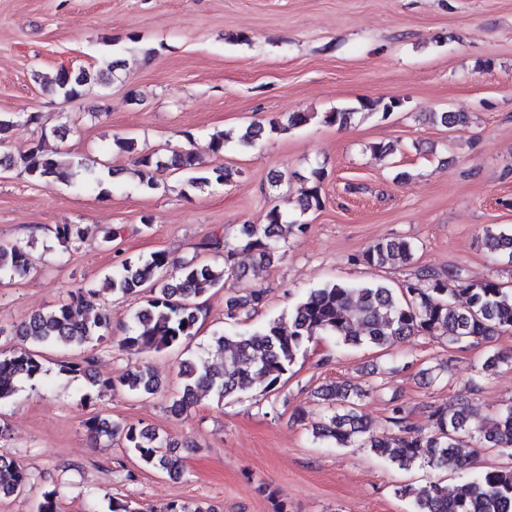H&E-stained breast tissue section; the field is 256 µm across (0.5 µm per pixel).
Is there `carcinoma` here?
Instances as JSON below:
<instances>
[{"mask_svg":"<svg viewBox=\"0 0 512 512\" xmlns=\"http://www.w3.org/2000/svg\"><path fill=\"white\" fill-rule=\"evenodd\" d=\"M116 67V61L104 58L93 76L86 70L59 69L51 84L63 97L73 98L80 95L81 88L90 80L110 79ZM401 107V100L396 98L386 102L360 101V109L380 110L384 115ZM311 119L308 112H292L285 123L270 121L269 131L285 133ZM429 119L450 128L468 123L467 116L458 112H432ZM41 120L37 112L20 113L14 119L0 116V145L18 123L39 124ZM134 164V175L147 190L157 189V174L171 167L184 172L186 185L191 188L222 186L239 174L223 164L205 167L191 151L175 152L168 161L158 155H140ZM0 166L15 168L41 182L69 183L78 175L72 161L46 153L40 142L32 144L18 159L1 156ZM323 179L322 169L311 171L304 208L320 205ZM305 229L306 225L288 220L275 206L266 213L264 223L243 225L240 243L242 249L255 257L253 272L258 274L272 266L279 259L281 242ZM85 234L82 224H59L55 229L57 240L67 247L80 244ZM486 244L490 250L503 251L512 258V234L490 233ZM200 249L222 255V262L200 260L196 255L174 259L164 251H156L145 258L124 259L120 269L106 277L105 287L113 293L124 297L145 289L150 293L146 306L135 312L120 340L123 349L165 353L195 336L199 311L195 299L210 287H225L236 275V248L224 238L209 236ZM413 260L414 247L403 239L377 240L356 256L358 263L373 268L408 266ZM34 264V257L26 250L0 243V283L28 273ZM455 294L465 296L466 304L458 306L452 302L451 296ZM263 299L261 290L247 296L229 295L227 318L250 316ZM508 330H512V287L494 279L473 284L460 280L456 274L423 268L398 288L377 282H331L311 290L286 321L274 319L252 332L218 336L215 346L224 353L221 370L213 369L202 359L183 362L179 370L182 394L173 398L169 410L171 415L180 417L204 393L222 402L257 384L270 392L288 372L304 343L320 335L332 336L345 346L370 344L384 350L420 334L444 338L450 343L479 344L489 343ZM109 333L107 314H90L80 289L71 292L69 301L33 314L15 330V335L23 337L30 348L0 356V402L14 395L18 381L34 380L44 373L39 355L32 348L82 346L100 342ZM90 366L89 359L83 364L64 362L60 371L74 377L87 376L93 384L110 390L126 388L153 394L161 387V381L148 367L100 381L90 375ZM365 395L361 388L339 383L323 389L321 399L327 402L328 413L312 425V436L343 447L357 442L405 470L416 465L463 473L472 469L474 461L457 452L463 437L477 441L483 448H497L512 455V405L500 411L489 425L472 422L464 405L451 410L438 407L432 412L434 430L423 435L406 423L404 408L397 403L389 417L397 431L374 434L358 411V401ZM85 427L98 437L122 439L147 468L174 475L181 471L180 459L169 454L167 439L158 433L133 423H108L97 416L87 419ZM29 483L30 474L24 467L0 455V495H17ZM61 495L62 489L56 485L42 491L36 512H60ZM414 512H512V468L478 471L451 492L438 482H430L415 492Z\"/></svg>","mask_w":512,"mask_h":512,"instance_id":"cac0c4a2","label":"carcinoma"}]
</instances>
